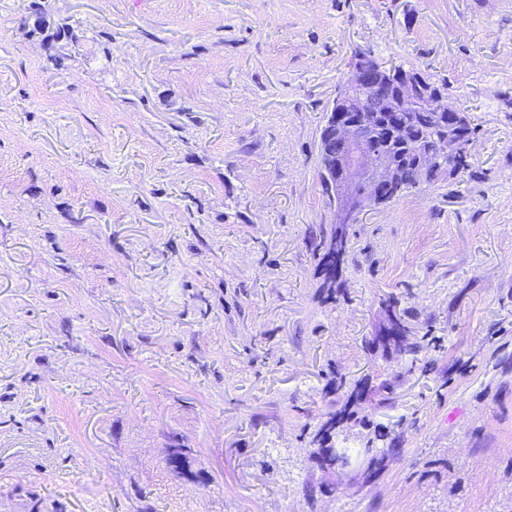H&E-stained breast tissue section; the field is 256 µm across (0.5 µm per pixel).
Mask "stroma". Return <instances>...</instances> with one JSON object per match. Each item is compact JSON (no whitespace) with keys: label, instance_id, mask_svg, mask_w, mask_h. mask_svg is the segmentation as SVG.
<instances>
[{"label":"stroma","instance_id":"35a3bbf8","mask_svg":"<svg viewBox=\"0 0 512 512\" xmlns=\"http://www.w3.org/2000/svg\"><path fill=\"white\" fill-rule=\"evenodd\" d=\"M360 49L477 138L348 225L330 288L319 136ZM0 512H512V0H0ZM37 12H41L38 6L35 4L31 5V12L29 18H27L29 23H31L28 29L30 37L38 38L47 44L63 41L69 42L76 39L72 27L67 23H49L48 25L40 26L36 19ZM338 236V230L336 228V225H332L329 236L323 235L320 236V243L316 246L317 251H320L319 254V269L320 272L323 274L325 283L328 282L327 278V271L329 267H332L333 260L331 255V248L333 246V243L336 241V238ZM352 412L348 410V408H344L343 410L336 411V414H333L329 417L320 427L316 436L314 437V442H317L319 448H333L332 451V462L330 463L329 469L336 474V470L345 471L350 466V460L348 455L343 448H334L332 445H325V443L331 442L333 438V434L336 431V420H338V424H340L344 419L349 418Z\"/></svg>","mask_w":512,"mask_h":512}]
</instances>
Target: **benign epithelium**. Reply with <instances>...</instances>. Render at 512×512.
Returning <instances> with one entry per match:
<instances>
[{
	"instance_id": "obj_1",
	"label": "benign epithelium",
	"mask_w": 512,
	"mask_h": 512,
	"mask_svg": "<svg viewBox=\"0 0 512 512\" xmlns=\"http://www.w3.org/2000/svg\"><path fill=\"white\" fill-rule=\"evenodd\" d=\"M390 74L396 80L398 93L383 103L387 112H408L426 109L445 127V135L437 152L459 159L466 151L465 141L455 138L448 130V110L438 105V96L427 84L410 72L391 70L370 56L356 58L346 79L336 92L337 107L329 118L332 137L342 142V151L329 158L327 176L333 199L335 223L351 224L367 203L389 188L395 179V164L370 141L366 131L373 118L363 111V105L373 96L374 85L369 75Z\"/></svg>"
}]
</instances>
